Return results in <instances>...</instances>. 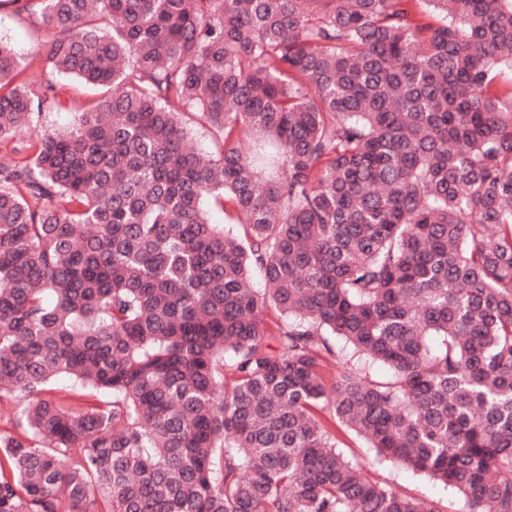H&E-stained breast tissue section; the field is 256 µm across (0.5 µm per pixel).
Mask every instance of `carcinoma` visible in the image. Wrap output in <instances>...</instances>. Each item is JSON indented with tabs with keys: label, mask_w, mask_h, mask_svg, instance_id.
I'll list each match as a JSON object with an SVG mask.
<instances>
[{
	"label": "carcinoma",
	"mask_w": 512,
	"mask_h": 512,
	"mask_svg": "<svg viewBox=\"0 0 512 512\" xmlns=\"http://www.w3.org/2000/svg\"><path fill=\"white\" fill-rule=\"evenodd\" d=\"M1 7L0 512H512V0ZM0 37L11 43L23 59L24 66L27 65L26 69L18 75L16 81L39 80L41 67L37 53L40 43L10 7L0 10ZM64 89L66 90V88ZM66 91L67 92L63 95L64 107L58 111L50 113L46 120H44L43 117L38 118L37 115L34 116V124L37 123V125L32 127L31 131L34 137L41 133L45 127H50L56 130H62L68 127L73 118L74 108L89 99V96L87 94H83L81 91H75L73 89ZM336 437L341 449L350 454L355 461L367 470L382 474L393 486L406 489L422 499L443 500L445 504L448 501V503L453 504V509H449L450 511L458 508L455 505L456 498L453 492L419 472L391 466L386 462L379 461L375 452L366 448L365 442L353 433L336 427Z\"/></svg>",
	"instance_id": "cac0c4a2"
}]
</instances>
